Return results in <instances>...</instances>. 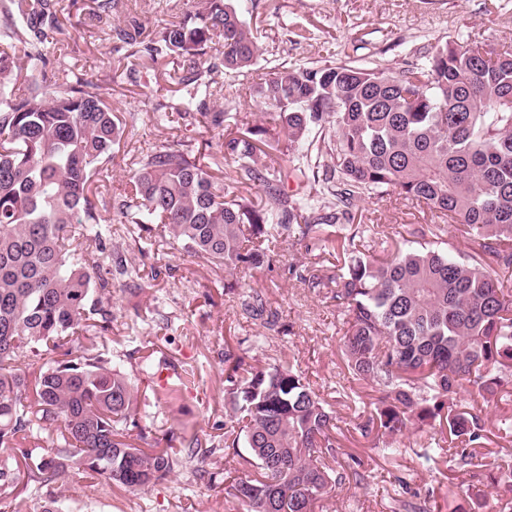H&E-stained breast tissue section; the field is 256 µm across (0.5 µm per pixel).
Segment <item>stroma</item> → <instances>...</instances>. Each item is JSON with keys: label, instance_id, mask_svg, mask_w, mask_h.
Segmentation results:
<instances>
[{"label": "stroma", "instance_id": "35a3bbf8", "mask_svg": "<svg viewBox=\"0 0 512 512\" xmlns=\"http://www.w3.org/2000/svg\"><path fill=\"white\" fill-rule=\"evenodd\" d=\"M183 3L116 0L112 16L136 17L155 32L180 18ZM236 5L250 22L262 54L252 71H218L214 78L223 82L225 99L236 101L231 122L241 128L258 123L264 113L250 96V86L280 64L350 63L395 71L420 63L426 51L449 41L476 39L496 50L512 44V0H237ZM61 27L63 43L75 50V72L113 75L112 103L128 122L108 174L97 184L99 191L115 198L131 192L130 153L141 147L190 139L196 151L209 156L217 129L156 125L151 105L172 99L170 79L161 71L153 76L129 72L111 43L101 40L105 22L92 0H81L79 11L63 19ZM352 214L355 223L378 225L371 245L380 257L402 247L411 225L434 221L426 207L393 192L364 197ZM124 256L139 267L140 286L116 289L107 330L82 337L81 344L105 349L135 380V420L146 438L159 437L164 447L181 449L195 437L199 453L164 480L135 492L102 476L75 473L61 485H19L15 495L28 512H41L45 501L56 496L67 500L69 512H230L224 479L245 470L244 449L224 445V338L230 334L251 356L292 362L336 417L337 462L348 463L353 455L361 458L366 484L344 486L319 512H395L407 490L418 503L432 494L461 498L471 487L486 483L490 472L512 465V431L498 428L501 417H512V396L486 403L469 387L455 396L459 409L483 402L490 417L491 434L479 451V465L452 469L441 461L428 467L413 451L386 455L360 437L355 425L370 414L378 389L348 372L341 352L343 321L326 289L282 279L264 268L244 271L243 280L263 289L278 315L274 332L237 315L234 300L224 292L222 267L170 248L157 236L130 246ZM165 265L171 267V276L152 278V270ZM144 361L190 368L195 377L159 401L150 377L139 371Z\"/></svg>", "mask_w": 512, "mask_h": 512}]
</instances>
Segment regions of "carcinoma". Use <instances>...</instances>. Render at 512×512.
Returning <instances> with one entry per match:
<instances>
[{
    "label": "carcinoma",
    "instance_id": "1",
    "mask_svg": "<svg viewBox=\"0 0 512 512\" xmlns=\"http://www.w3.org/2000/svg\"><path fill=\"white\" fill-rule=\"evenodd\" d=\"M192 2L153 37L135 19L106 35L133 66L172 59L187 71L175 77L181 106L153 105L157 124L220 128L235 104L208 111L207 101L224 99V83L202 76V57L214 47L212 68L243 73L261 49L234 0ZM64 10V0H0V497L23 479L50 486L74 469L136 490L198 454L129 444L137 388L107 353L73 354L82 336L112 320L115 283L138 275L119 246L107 248L114 220L134 242L159 222L166 243L229 272L272 269L277 239L344 257L328 278L347 325L342 354L350 373L383 392L356 430L382 440L388 454L401 452L391 440L407 431L431 445L455 438L461 447L448 462L472 464L488 412L458 410L453 394L470 386L485 399L512 384V287L502 279L512 274V49L445 44L399 71L274 67L251 86L271 123L210 144L214 165L231 166L230 184L261 188L264 205L226 199L189 140L137 152L132 193L114 199L91 185L126 125L112 108V80L76 74L52 37ZM271 139L285 164L260 162ZM289 176L304 196L283 192ZM387 190L442 223L412 229L404 247L379 258L366 249L375 226L351 225V208ZM450 224L466 236L465 249L448 241ZM281 274L322 284L304 265ZM224 288L241 316L276 330L264 293L237 280ZM51 353L58 357L43 360ZM224 397L239 423L224 432V447L248 449L257 472L225 488L235 512H317L347 479L364 485L361 460L332 465L333 412L292 363L250 362L226 339ZM46 431L56 448L21 469L25 442ZM490 489L511 497L512 468L454 507L402 500L400 509L469 512Z\"/></svg>",
    "mask_w": 512,
    "mask_h": 512
}]
</instances>
